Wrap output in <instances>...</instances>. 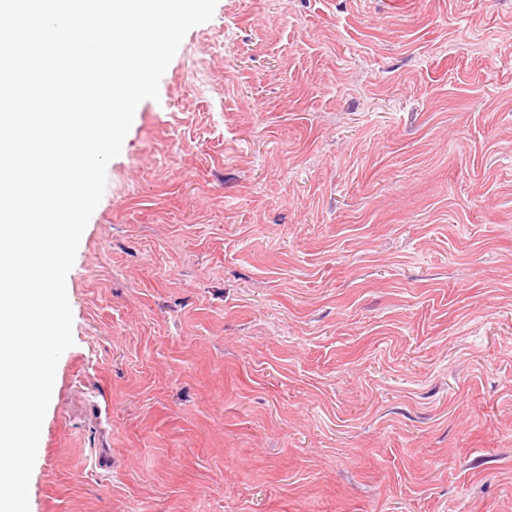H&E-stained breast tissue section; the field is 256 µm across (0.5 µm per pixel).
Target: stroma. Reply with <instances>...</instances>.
Instances as JSON below:
<instances>
[{"label": "stroma", "instance_id": "obj_1", "mask_svg": "<svg viewBox=\"0 0 512 512\" xmlns=\"http://www.w3.org/2000/svg\"><path fill=\"white\" fill-rule=\"evenodd\" d=\"M68 299L30 512H512V0H218Z\"/></svg>", "mask_w": 512, "mask_h": 512}]
</instances>
